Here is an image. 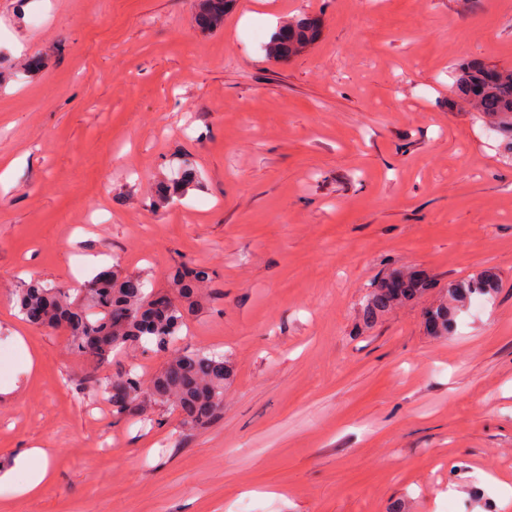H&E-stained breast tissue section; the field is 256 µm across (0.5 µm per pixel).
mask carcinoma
<instances>
[{
    "mask_svg": "<svg viewBox=\"0 0 512 512\" xmlns=\"http://www.w3.org/2000/svg\"><path fill=\"white\" fill-rule=\"evenodd\" d=\"M234 0H197L196 25L215 30ZM321 34L316 16L282 22L263 43L264 55L276 61L305 52ZM455 86L460 98L487 119L489 127L509 139L512 153V66L487 67L473 61L458 67ZM211 281L208 268L185 267L173 276L178 296L150 291L139 276L124 275L110 268L71 290L56 285L30 284L16 289V305L30 325L60 329L67 333L73 351L95 361H107L130 348L166 353L184 325L183 303L198 305L200 288ZM428 283L422 273L396 270L375 282L365 296L362 312L368 325L391 308L418 299ZM499 287L497 274L485 270L475 277L448 283L439 303L425 312L428 335L443 338L456 326V316L473 299L492 297ZM232 369L224 355L199 350H178L149 381L133 369L109 381L93 379L98 391L112 405V414L138 417L153 404L164 403L183 423L204 427L224 407V387Z\"/></svg>",
    "mask_w": 512,
    "mask_h": 512,
    "instance_id": "cac0c4a2",
    "label": "carcinoma"
}]
</instances>
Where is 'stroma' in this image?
<instances>
[{
	"mask_svg": "<svg viewBox=\"0 0 512 512\" xmlns=\"http://www.w3.org/2000/svg\"><path fill=\"white\" fill-rule=\"evenodd\" d=\"M375 3L360 25L363 0H236L202 33L194 0H0V472L37 445L54 473L27 497L14 471L0 512H469L487 470L512 512V160L451 78L512 65V0ZM305 13L321 39L267 60ZM186 164L198 187L152 209ZM190 263L214 279L178 346L235 370L204 428L113 416L88 374L148 380L166 354L90 365L14 301L104 266L167 292ZM399 266L500 289L445 340L420 303L359 331Z\"/></svg>",
	"mask_w": 512,
	"mask_h": 512,
	"instance_id": "35a3bbf8",
	"label": "stroma"
}]
</instances>
